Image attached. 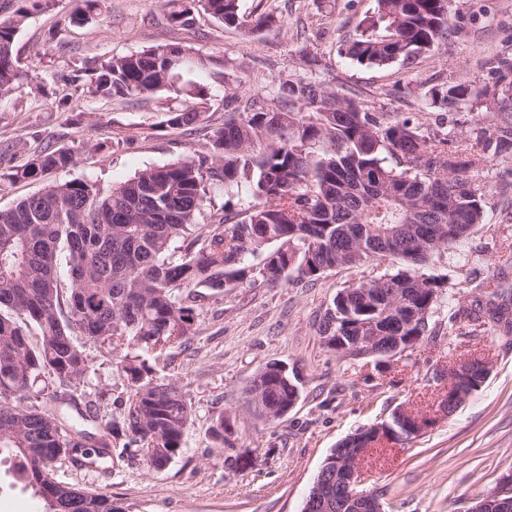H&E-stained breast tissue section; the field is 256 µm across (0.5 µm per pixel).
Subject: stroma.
<instances>
[{"label": "stroma", "mask_w": 512, "mask_h": 512, "mask_svg": "<svg viewBox=\"0 0 512 512\" xmlns=\"http://www.w3.org/2000/svg\"><path fill=\"white\" fill-rule=\"evenodd\" d=\"M73 0L31 13L14 46L27 84L0 103V172L22 164L46 146L77 149V162L48 174V181L90 180L107 192L148 167L192 156L206 143L167 126L165 111L183 98L162 94L150 102L103 103L81 96L66 77L76 63L126 55L150 46L180 43L224 57V81H208L209 123L224 121V95L275 98L281 81L309 77L339 95L355 94L371 112L408 117L423 132L450 133L466 148L476 136L494 137L512 113V0H451L452 32L414 63L369 68L341 49L377 0H240L246 21L270 13L274 25L251 34L198 16L191 29L169 25L161 0H101L81 24L68 23ZM446 82L488 90L487 104L448 113L426 106L424 94ZM45 96L33 97L31 85ZM68 98L70 108L56 102ZM102 151L84 152L87 142ZM46 180V181H47ZM485 191L486 221L461 246L460 259L433 258L427 275L448 280L457 300L483 298L481 281L498 276L502 303L512 302V143L490 153L474 171ZM374 266L336 268L317 280L289 276L278 287L262 280L208 296L196 310L193 335L163 354H146L155 375L175 384L193 409L181 453L165 467L149 468L141 455L109 469H84L56 461L58 481L111 494L119 512H302L308 489L326 457L357 429L390 418L398 409L433 415L447 386L449 360L480 356L490 363L478 391L449 416L435 417L402 447L374 450L361 466V488L376 495L384 512H465L470 502L512 473V333L488 325L484 334L460 336L448 312H435L426 336L395 366L376 357L328 351L319 327L336 293L377 276ZM90 377L76 395L99 416H121L126 379L98 346L85 347ZM299 378L300 398L288 414L270 420L249 409L245 388L268 363ZM228 426L225 442L211 428ZM0 512H46L41 497L21 480L10 459H0Z\"/></svg>", "instance_id": "1"}]
</instances>
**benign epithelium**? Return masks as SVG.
<instances>
[{"instance_id":"benign-epithelium-1","label":"benign epithelium","mask_w":512,"mask_h":512,"mask_svg":"<svg viewBox=\"0 0 512 512\" xmlns=\"http://www.w3.org/2000/svg\"><path fill=\"white\" fill-rule=\"evenodd\" d=\"M413 345L412 337L387 341L378 335L374 324H364L360 335L355 337L354 348L366 356L379 354L393 358ZM488 369L485 361H476L466 358L448 366V396L445 403H454L463 394L459 392V384L470 378L477 369ZM400 424L405 426L403 431L395 430L390 424L375 423L368 427L356 430L347 437L348 447L336 449L334 458L327 460L329 464H336V471L344 477L346 496L350 501L359 504L362 512H382L378 499L370 493L360 491V464L372 451L380 446L396 447L406 445L420 436L429 424V420L409 412L400 417ZM497 508V512H512V474L502 477L499 485L481 498L471 502V505L462 512H482L484 506Z\"/></svg>"}]
</instances>
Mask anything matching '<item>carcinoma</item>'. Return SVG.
Returning a JSON list of instances; mask_svg holds the SVG:
<instances>
[{"label":"carcinoma","mask_w":512,"mask_h":512,"mask_svg":"<svg viewBox=\"0 0 512 512\" xmlns=\"http://www.w3.org/2000/svg\"><path fill=\"white\" fill-rule=\"evenodd\" d=\"M0 17V100L21 81L13 57L16 35L30 9L53 0H19ZM167 19L191 27L203 13L226 27L242 25L239 0H165ZM345 43V57L360 65L413 63L450 29L448 0H378V17L359 22ZM226 62L179 43L124 56L83 62L68 77L95 99L150 100L162 92L192 103L167 111L169 127L194 131L206 123L208 88L192 79L206 69L225 77ZM486 92L450 82L430 92L431 105L448 111L482 106ZM280 105L257 96L225 99L224 122L203 148L176 162L146 168L101 192L94 183L46 184L38 193L0 208V453L19 460V473L48 512H117L112 496L63 486L51 465L67 458L77 467L113 462L114 440L125 437L152 468L182 450L192 407L176 385L154 376L143 352L184 344L193 334L195 303L208 291L239 288L260 276L275 286L288 278L287 264L302 279L315 280L337 267H360L390 259L388 271L339 291L326 309L321 336H355L357 324L378 320L387 336H423L430 315L448 304V326L477 336L485 325L512 329V313L495 302L463 307L445 292V282L421 269L456 248L484 221L483 188L469 171L512 138L505 121L497 142L481 138L466 150L448 148V134L425 135L408 119L387 120L367 112L310 78L278 87ZM76 161L65 146L46 148L0 173V181L40 179ZM246 186L245 216L230 222L224 208L202 217L211 194ZM263 256L254 268L250 258ZM68 283L59 280L60 260ZM366 288L399 291V302L427 317L403 327L365 303ZM39 331L30 339L29 328ZM86 340L111 355L127 379L123 415L100 420L78 408L67 391L85 384L90 365ZM288 372L261 375V400L246 388L249 405L264 412L288 408L293 391ZM46 394L59 402L47 410L31 402ZM333 504L344 500L336 482L320 484Z\"/></svg>","instance_id":"carcinoma-1"}]
</instances>
